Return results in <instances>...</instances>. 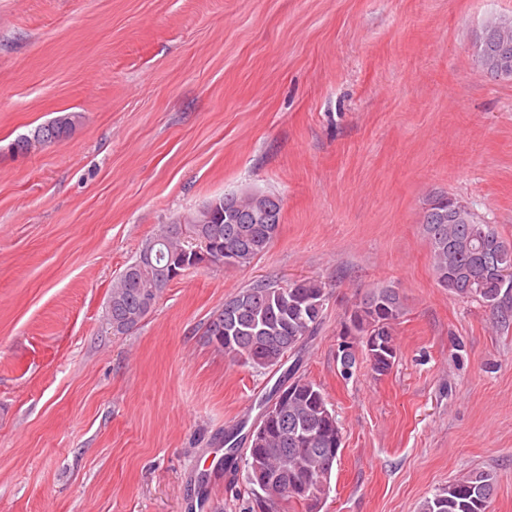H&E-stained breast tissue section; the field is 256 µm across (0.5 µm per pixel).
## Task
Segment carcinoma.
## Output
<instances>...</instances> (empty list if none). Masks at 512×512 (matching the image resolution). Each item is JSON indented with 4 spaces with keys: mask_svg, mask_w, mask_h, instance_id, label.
I'll list each match as a JSON object with an SVG mask.
<instances>
[{
    "mask_svg": "<svg viewBox=\"0 0 512 512\" xmlns=\"http://www.w3.org/2000/svg\"><path fill=\"white\" fill-rule=\"evenodd\" d=\"M512 61V26L500 20L485 24L476 38L475 60L494 69L500 60ZM80 121L67 112L38 127L32 136L13 144L28 153L66 138ZM272 194L258 191L228 193L195 210L176 216L172 224L186 226L174 236L171 224L160 226L145 241L139 257L112 284L108 324L112 332H132L149 314L171 282L170 270L185 262V252L210 242L213 263L246 267L264 253L279 233L281 204ZM439 285L462 301L480 300L512 316V288L501 282V271L512 270V241L503 238L475 213L466 200L437 194L429 198L422 221ZM326 286L314 277L284 286L258 282L224 300L210 321L206 336L224 357L256 370L283 366L300 353L306 340L323 323ZM405 314L398 288L380 286L357 301L340 324L339 335L352 338L377 375L386 374L397 358L394 329ZM284 396L265 404L249 440L246 480L251 500L245 512H277L282 501L315 509L326 492L340 460L343 432L323 390L288 368ZM496 477L489 470L470 471L426 499L420 512H487Z\"/></svg>",
    "mask_w": 512,
    "mask_h": 512,
    "instance_id": "1",
    "label": "carcinoma"
}]
</instances>
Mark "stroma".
Returning a JSON list of instances; mask_svg holds the SVG:
<instances>
[{"instance_id":"35a3bbf8","label":"stroma","mask_w":512,"mask_h":512,"mask_svg":"<svg viewBox=\"0 0 512 512\" xmlns=\"http://www.w3.org/2000/svg\"><path fill=\"white\" fill-rule=\"evenodd\" d=\"M512 0H0V512H243L244 458L279 381L204 336L230 295L312 276L324 320L300 372L344 447L318 512H419L463 473L512 512V324L441 288L428 198L512 240V80L474 43ZM63 112L66 139L12 143ZM283 205L250 266L185 270L130 333L113 282L177 214L234 191ZM405 314L385 375L342 379L367 291Z\"/></svg>"}]
</instances>
